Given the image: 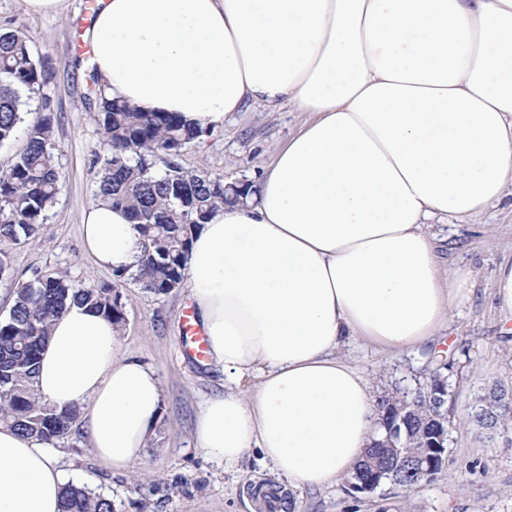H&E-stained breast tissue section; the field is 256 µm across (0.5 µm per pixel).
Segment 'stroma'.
<instances>
[{
  "mask_svg": "<svg viewBox=\"0 0 512 512\" xmlns=\"http://www.w3.org/2000/svg\"><path fill=\"white\" fill-rule=\"evenodd\" d=\"M90 2L69 0L67 16L52 18L27 14L22 0H0V26L21 29L35 59L51 73L41 94L33 95L12 143L0 147V166L24 149L28 125L47 113L63 171L38 236L20 244L0 237V255L10 263L8 276L0 279V320L14 303L16 283L37 275L64 271L78 287L116 280L84 252L79 229L83 211L97 201L91 162L104 149L94 116L84 107L91 63L77 52ZM311 119V113L288 105L278 112H235L223 127L187 146L178 162L198 174L254 182L273 160L272 145L286 144ZM429 231L442 258L468 276L451 324L436 340L400 352L363 343L348 355L376 396L414 388L433 355L453 357L455 408L444 469L411 491L388 482L372 494L356 495L342 479L318 491L298 490L292 512H512V422L491 439L467 422L491 386L512 389V326L492 298L497 266L512 259V185L481 213L433 222ZM119 294L125 313L120 349L156 371L160 413L147 448L124 472L104 467L80 432H72L52 449L67 482L111 497L116 512H250L253 488L276 485V476L254 456L224 469L195 446L198 412L206 398L223 394L224 372L184 345L182 318L193 307L188 288L155 296L129 280Z\"/></svg>",
  "mask_w": 512,
  "mask_h": 512,
  "instance_id": "obj_1",
  "label": "stroma"
}]
</instances>
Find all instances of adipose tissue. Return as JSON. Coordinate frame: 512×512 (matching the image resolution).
<instances>
[{
  "label": "adipose tissue",
  "instance_id": "ef3b65f1",
  "mask_svg": "<svg viewBox=\"0 0 512 512\" xmlns=\"http://www.w3.org/2000/svg\"><path fill=\"white\" fill-rule=\"evenodd\" d=\"M83 39L108 92L145 112L208 129L253 105L311 113L254 200L192 238L190 295L225 387L195 437L228 468L260 455L291 489L348 476L378 411L341 348L436 336L466 277L427 224L480 213L512 181V0H97ZM81 230L98 265L136 270L124 210L97 202ZM118 334L70 305L35 386L79 410L85 444L122 471L161 383ZM64 485L47 448L0 425V512H60Z\"/></svg>",
  "mask_w": 512,
  "mask_h": 512
}]
</instances>
